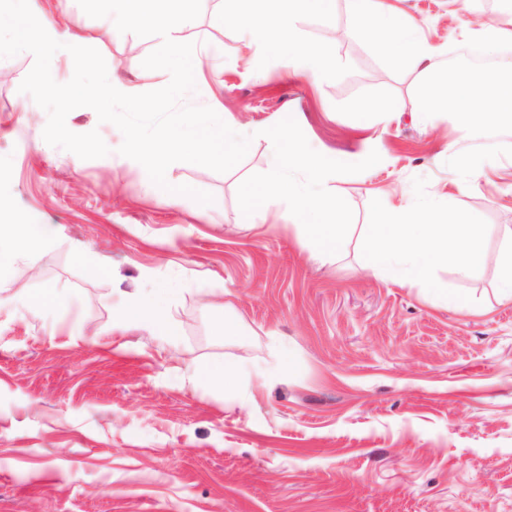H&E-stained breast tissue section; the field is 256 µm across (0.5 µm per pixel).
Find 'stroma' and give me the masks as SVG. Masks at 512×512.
I'll use <instances>...</instances> for the list:
<instances>
[{
	"label": "stroma",
	"mask_w": 512,
	"mask_h": 512,
	"mask_svg": "<svg viewBox=\"0 0 512 512\" xmlns=\"http://www.w3.org/2000/svg\"><path fill=\"white\" fill-rule=\"evenodd\" d=\"M511 1L393 0L440 64L475 46L472 28ZM43 5L74 28L104 20L102 0ZM220 5H146L155 18L192 10L184 45L208 42L220 78L186 101L221 103L232 127L253 137L228 172L170 167V181L213 195L206 206L150 193L144 169L118 152L120 130L91 108L73 110V129L99 131L108 155L84 160L47 144L46 111L19 90L33 55L0 59V195L19 222L58 230L0 284L59 288L69 299L63 317L83 335L53 338L41 312L0 311V512H512V305L499 302L494 279L512 229V133L465 137L446 114L423 125L411 71L393 73L358 38L333 39L352 27L348 0H335L329 17L297 18L336 67L318 82L253 54L236 21L211 27ZM158 45L147 24L112 29L98 50L109 76L144 93L170 80L142 75ZM380 101L395 111L353 110ZM289 116L321 154L381 157L330 179L353 221L324 265L311 260L286 204L246 216L237 201L244 179L272 168L273 144L254 130ZM491 147L495 165L471 186L461 158ZM429 204L472 215L487 232L484 269L434 273L436 287L467 297V307L366 268V225L385 206ZM77 242L107 259L109 276H86ZM152 283L174 290L177 347L112 329L103 297ZM226 316L240 335L217 330ZM284 354L294 368L279 366ZM213 359L263 376L238 393L195 386L188 367Z\"/></svg>",
	"instance_id": "stroma-1"
}]
</instances>
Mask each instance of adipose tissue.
<instances>
[{
	"instance_id": "obj_1",
	"label": "adipose tissue",
	"mask_w": 512,
	"mask_h": 512,
	"mask_svg": "<svg viewBox=\"0 0 512 512\" xmlns=\"http://www.w3.org/2000/svg\"><path fill=\"white\" fill-rule=\"evenodd\" d=\"M140 2L110 0L106 23L92 35L49 18L38 8L37 0H28L23 12L0 11V31L12 32L32 48L46 41L62 46L69 69L80 73L89 65L88 46L96 37L105 36L115 25L131 30L140 28L143 20ZM232 2L233 14L222 10L213 13L214 26L221 28L229 20H236L246 32L248 47L266 53L288 46L289 52L284 57L287 74L318 81L328 73L330 64L324 50L300 48L294 13L298 10L327 13L332 0H289L284 9L263 6L259 0ZM192 25L191 14L171 12L156 27L155 35L166 46L172 68L184 81L197 83L214 74L215 69L209 61L207 47L185 52L181 34ZM362 238L371 259V270L394 269L396 282L401 286L431 284L435 268L444 262L463 275L481 270L487 264L486 235L477 220L451 211L443 214L430 206L416 210L389 207L380 223L367 225ZM54 239L53 225L14 222L8 209L0 206V278L8 275L20 256L41 249ZM103 302L113 310L116 330H144L167 343L177 342L180 337L179 326L171 315L169 289L139 290L125 294L116 302L107 296Z\"/></svg>"
}]
</instances>
